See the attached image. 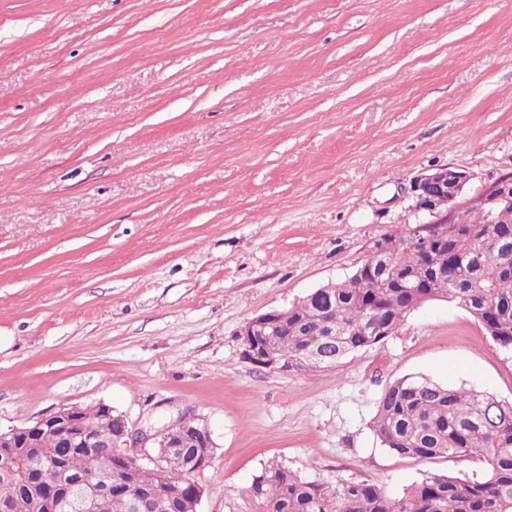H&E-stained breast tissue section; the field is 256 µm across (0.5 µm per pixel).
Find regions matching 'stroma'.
<instances>
[{
	"instance_id": "obj_1",
	"label": "stroma",
	"mask_w": 512,
	"mask_h": 512,
	"mask_svg": "<svg viewBox=\"0 0 512 512\" xmlns=\"http://www.w3.org/2000/svg\"><path fill=\"white\" fill-rule=\"evenodd\" d=\"M512 173V0H0V427L105 403L214 441L197 512L275 460L394 495L468 457L402 458L383 389L512 401V353L432 300L332 368L239 331L423 220L413 178Z\"/></svg>"
}]
</instances>
